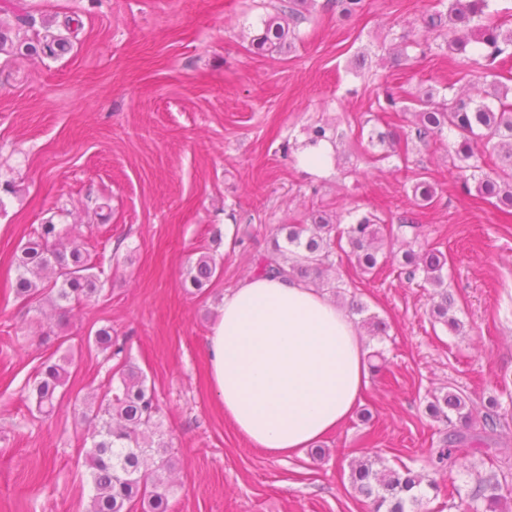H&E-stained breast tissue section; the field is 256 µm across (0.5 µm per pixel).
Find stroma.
<instances>
[{
  "label": "stroma",
  "instance_id": "obj_1",
  "mask_svg": "<svg viewBox=\"0 0 512 512\" xmlns=\"http://www.w3.org/2000/svg\"><path fill=\"white\" fill-rule=\"evenodd\" d=\"M287 3L0 0L1 31L66 41L53 56L0 49V512H86L85 425L72 404L110 381V361L87 344L103 326L160 401L180 483L170 512H370L349 484L351 466L368 458L434 476L426 512H463L475 475L496 471L502 512H512V216L464 189L451 140L407 159L369 142L371 130L400 136L411 121L380 112L386 88L446 95L460 78L483 85V67L462 65L445 36L425 32L435 0H363L350 18L335 0H314L289 47L259 51L262 18ZM403 40L432 49L398 65ZM314 125L332 138L322 168L304 161ZM420 173L437 190L426 206L411 192ZM316 210L418 224L419 245L447 255L463 328L434 323L430 284L406 283L391 264L368 276L337 253L345 301L388 324L364 335L382 368L353 417L322 440L325 457L304 448L273 461L225 419L207 381V338L222 295L270 255L278 225ZM49 223L86 244L104 283L53 325L9 290L16 251ZM202 251L223 273L198 292L183 274ZM67 347L75 363L61 408L41 417L25 385ZM451 387L477 406L496 399L502 419L489 452L462 448L438 474L429 450L450 426L424 407Z\"/></svg>",
  "mask_w": 512,
  "mask_h": 512
}]
</instances>
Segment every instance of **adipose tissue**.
Listing matches in <instances>:
<instances>
[{
    "mask_svg": "<svg viewBox=\"0 0 512 512\" xmlns=\"http://www.w3.org/2000/svg\"><path fill=\"white\" fill-rule=\"evenodd\" d=\"M206 370L225 418L277 461L346 423L370 383L349 315L294 278H250L224 294Z\"/></svg>",
    "mask_w": 512,
    "mask_h": 512,
    "instance_id": "obj_1",
    "label": "adipose tissue"
}]
</instances>
